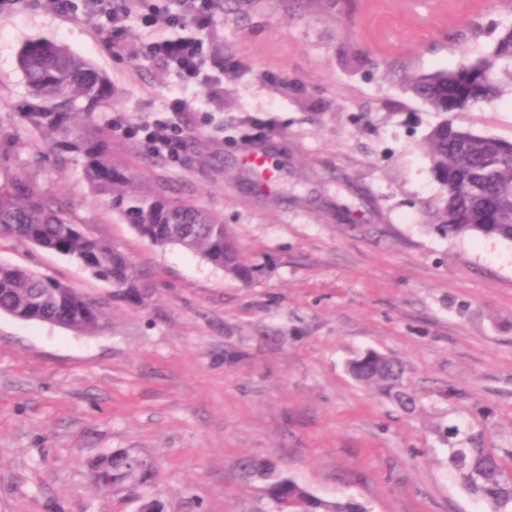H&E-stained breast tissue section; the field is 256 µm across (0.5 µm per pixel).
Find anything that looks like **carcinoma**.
<instances>
[{
  "label": "carcinoma",
  "mask_w": 512,
  "mask_h": 512,
  "mask_svg": "<svg viewBox=\"0 0 512 512\" xmlns=\"http://www.w3.org/2000/svg\"><path fill=\"white\" fill-rule=\"evenodd\" d=\"M31 98L20 122L45 139L49 153L74 154L83 161L91 189L106 198L140 237L158 247L181 246L238 279L251 275L224 219L191 200L174 197L162 184L137 178L112 154V136L98 114L112 106V83L66 46L46 41L25 44L18 58ZM512 88V27L503 29L484 56L451 71L415 75L407 89L441 116L423 140V151L441 185L433 217L448 236L480 234L512 241V141L475 133L448 120L479 102ZM14 145L0 141V229L7 235L81 264L112 286V300L142 307L149 288L131 261L105 241L74 224L54 196L15 173L7 162ZM0 311L19 320L49 322L75 333L94 335L108 326L104 304L69 285L20 265H0ZM350 374L409 413L416 398L404 383L399 359L369 352L349 364ZM445 463L465 490L512 512V448H487L483 432L468 424L438 426ZM244 470L262 483L254 512H366L350 499H323L269 464L247 460ZM95 484L115 490L147 486L156 465L129 449H117L93 464Z\"/></svg>",
  "instance_id": "carcinoma-1"
}]
</instances>
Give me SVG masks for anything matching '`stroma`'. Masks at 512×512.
I'll use <instances>...</instances> for the list:
<instances>
[{
    "mask_svg": "<svg viewBox=\"0 0 512 512\" xmlns=\"http://www.w3.org/2000/svg\"><path fill=\"white\" fill-rule=\"evenodd\" d=\"M229 0L202 38L221 83H184L92 35L85 6L17 0L0 9V136L11 165L74 223L125 253L152 297L112 301L76 261L0 238V262L105 302L109 328L81 335L0 312V512H251L253 458L324 498L368 512H491L443 463L437 421L512 446V242L448 237L441 187L421 150L439 116L405 90L456 69L512 27L501 0ZM32 40L65 44L112 81L100 121L142 179L220 214L253 268L243 282L178 246L142 239L95 196L80 158L49 156L18 113ZM187 104L186 147L150 153L128 127ZM512 139V92L459 116ZM406 365L422 413L358 384L368 352ZM132 448L159 466L145 492L92 481L102 454Z\"/></svg>",
    "mask_w": 512,
    "mask_h": 512,
    "instance_id": "obj_1",
    "label": "stroma"
}]
</instances>
